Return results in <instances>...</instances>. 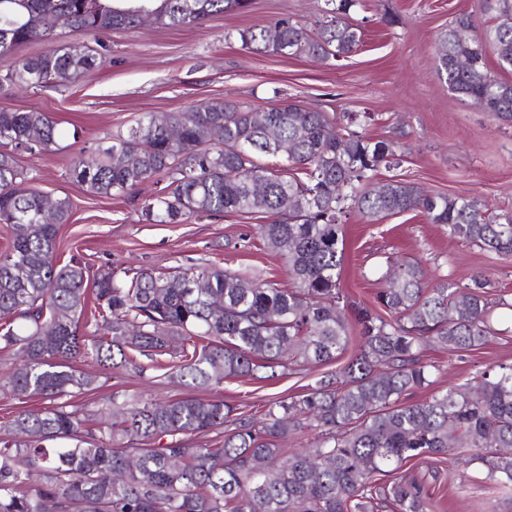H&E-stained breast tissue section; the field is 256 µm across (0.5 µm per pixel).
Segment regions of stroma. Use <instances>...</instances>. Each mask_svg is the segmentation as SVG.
Here are the masks:
<instances>
[{
	"instance_id": "35a3bbf8",
	"label": "stroma",
	"mask_w": 512,
	"mask_h": 512,
	"mask_svg": "<svg viewBox=\"0 0 512 512\" xmlns=\"http://www.w3.org/2000/svg\"><path fill=\"white\" fill-rule=\"evenodd\" d=\"M323 7L324 0H251L243 11L199 25L149 21L134 30L108 33L103 62L66 85L1 89L0 110L47 113L63 133L62 151L17 156L31 188L50 199L67 195L74 202L69 223L58 231L59 262L75 257L91 269L118 272L204 263L289 287L282 259L256 234L255 217L203 215L185 224H151L143 220L141 207L159 190L153 182L107 198L89 193L67 174L74 154L71 142L94 148L145 113L181 112L215 101L259 112L292 99L353 116L354 129L393 143L402 158L394 172L400 178L431 194L466 196L493 212L512 211V120L462 101L438 73L441 31L461 14L485 25L482 0H361L351 17L362 30V42L340 61L257 53L240 41L241 30L282 17L314 29ZM342 222L340 288L349 300L373 305L391 258L418 261L430 279L444 278L459 287L486 274L491 296L507 299L506 305L492 308L498 334L486 345L463 353L433 345L426 349L427 360L441 372L432 388L415 392V399L464 383L490 363H512V261L449 236L419 211L376 222L351 210ZM336 369L333 363L303 367L262 383L228 379L210 394L245 405L259 417L267 400L301 392ZM114 391L130 401L159 402L189 393L179 383L146 380L128 371L86 395L84 413L95 414ZM478 478L472 467L463 484L444 488L440 512H478L485 501L494 512H512V500L493 496Z\"/></svg>"
}]
</instances>
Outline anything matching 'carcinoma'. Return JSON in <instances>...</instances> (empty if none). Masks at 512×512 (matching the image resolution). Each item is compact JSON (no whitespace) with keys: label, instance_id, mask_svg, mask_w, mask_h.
I'll return each mask as SVG.
<instances>
[{"label":"carcinoma","instance_id":"carcinoma-1","mask_svg":"<svg viewBox=\"0 0 512 512\" xmlns=\"http://www.w3.org/2000/svg\"><path fill=\"white\" fill-rule=\"evenodd\" d=\"M358 0H325L313 32L288 17L239 33L248 49L321 61L347 57L361 42L348 20ZM493 24L468 40L455 18L438 40V72L472 104L512 119V0H484ZM248 0H0V56L40 42L38 53L0 73V87H53L95 66L100 35L150 15L187 26L245 8ZM64 22L92 43H62ZM293 144L278 152L267 130ZM62 132L36 111L0 110V223L12 237L0 253V351L18 366L0 383L9 399L40 396L53 405L20 410L0 423V512H436L435 494L407 476L422 460L456 472L478 463L496 494L512 495V364H495L466 383L410 401L434 384L440 366L430 344L451 352L494 334L487 279L459 288L431 284L422 266L394 263L371 307L339 288L341 217L421 211L448 235L512 261V213L472 198L428 194L401 180L377 181L398 163L392 144L353 130L336 115L282 101L268 112L231 103L147 113L108 144L71 158L69 174L100 197L152 181L144 201L152 224H184L199 214L259 215L266 247L279 255L293 287L210 265L167 271L58 265L59 226L69 198L45 210L24 187L18 152H52ZM94 311L88 320V300ZM336 372L295 395L268 401L265 419L222 399L187 395L166 403H119L114 393L91 424L79 399L99 378L133 367L187 386L226 379L271 381L297 367L338 361ZM91 357L98 372L80 367ZM146 359L149 365L140 364ZM224 439L190 448L182 438ZM315 434L299 451L280 442ZM135 463H130V460Z\"/></svg>","mask_w":512,"mask_h":512}]
</instances>
